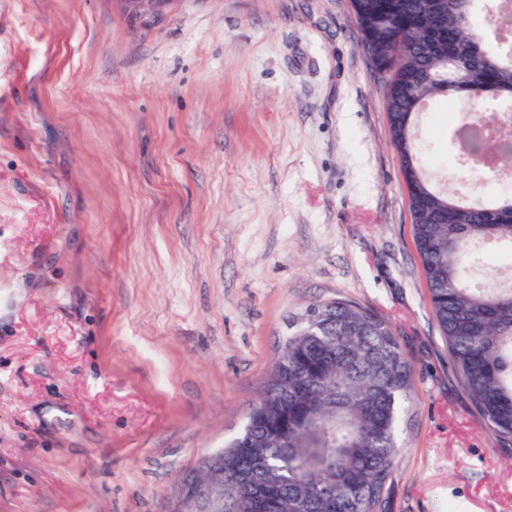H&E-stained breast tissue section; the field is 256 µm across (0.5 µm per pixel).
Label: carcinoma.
I'll return each mask as SVG.
<instances>
[{"label":"carcinoma","instance_id":"carcinoma-1","mask_svg":"<svg viewBox=\"0 0 512 512\" xmlns=\"http://www.w3.org/2000/svg\"><path fill=\"white\" fill-rule=\"evenodd\" d=\"M364 49L383 82L412 233L434 318L461 386L493 435L512 441V285L474 278L489 255L512 260V195L478 202L439 185L422 162L419 118L452 93L512 106V9L507 0H351ZM487 132L479 151L499 154ZM326 335L290 332L278 345L251 446L224 448L216 512H382L411 365L392 325L345 299L314 302Z\"/></svg>","mask_w":512,"mask_h":512}]
</instances>
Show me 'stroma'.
Instances as JSON below:
<instances>
[{"label": "stroma", "instance_id": "obj_1", "mask_svg": "<svg viewBox=\"0 0 512 512\" xmlns=\"http://www.w3.org/2000/svg\"><path fill=\"white\" fill-rule=\"evenodd\" d=\"M463 106L420 116L441 179ZM336 298L411 364L385 512H512L350 0H0V512H162Z\"/></svg>", "mask_w": 512, "mask_h": 512}]
</instances>
